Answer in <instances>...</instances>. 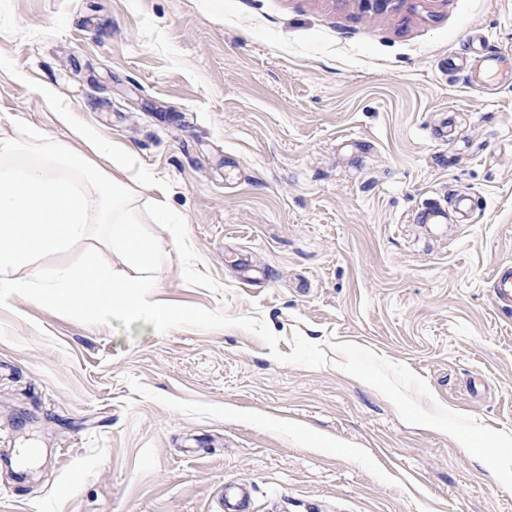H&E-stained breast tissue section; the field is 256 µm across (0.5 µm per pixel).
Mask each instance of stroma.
Listing matches in <instances>:
<instances>
[{
    "label": "stroma",
    "instance_id": "1",
    "mask_svg": "<svg viewBox=\"0 0 512 512\" xmlns=\"http://www.w3.org/2000/svg\"><path fill=\"white\" fill-rule=\"evenodd\" d=\"M512 0H0V135L83 149L33 79L169 181L196 268L164 333L0 310V512H512ZM465 73L446 72L448 56ZM476 203L469 223H422ZM301 333L328 363L287 364ZM502 443L478 451L467 434ZM492 294L499 306L512 308V264L497 269L492 282Z\"/></svg>",
    "mask_w": 512,
    "mask_h": 512
}]
</instances>
